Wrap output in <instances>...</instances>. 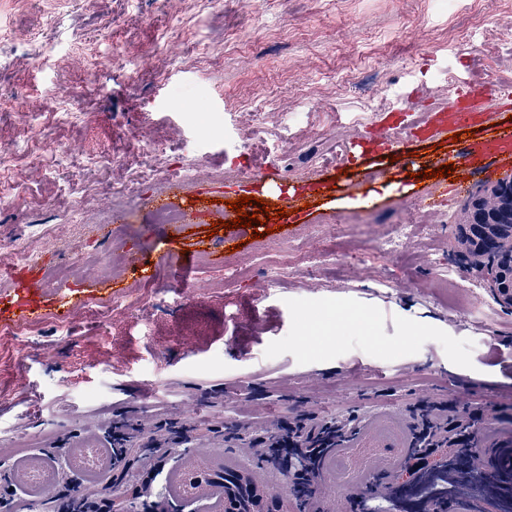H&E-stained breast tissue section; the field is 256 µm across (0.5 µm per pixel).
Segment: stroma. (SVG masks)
<instances>
[{"instance_id":"1","label":"stroma","mask_w":512,"mask_h":512,"mask_svg":"<svg viewBox=\"0 0 512 512\" xmlns=\"http://www.w3.org/2000/svg\"><path fill=\"white\" fill-rule=\"evenodd\" d=\"M464 62L476 78L512 76V0H0V448L28 444L67 473L65 449L120 423L131 462L103 479L139 512H207L168 493L188 451L258 474L270 512H350L371 491L392 495L389 480L352 487L325 472L303 504L260 440L306 413L357 428L427 399L483 410V434L512 442V310L468 287L455 255L464 198L415 208L432 182L394 161L390 141L447 104ZM378 90L386 108L366 111ZM255 126L266 144L251 154ZM359 138L378 150L348 155ZM147 155L172 178L135 181L126 162ZM266 164L299 183L335 166L377 205L327 190L310 215L268 219L259 240L155 222L151 199L172 192L223 212ZM406 222L397 252L381 251ZM128 239L137 261L113 248ZM13 246L45 257L46 274L78 265L33 296L34 321L11 313ZM187 250L224 262L196 264L180 290L168 266ZM59 301L75 302L71 324L56 321Z\"/></svg>"}]
</instances>
